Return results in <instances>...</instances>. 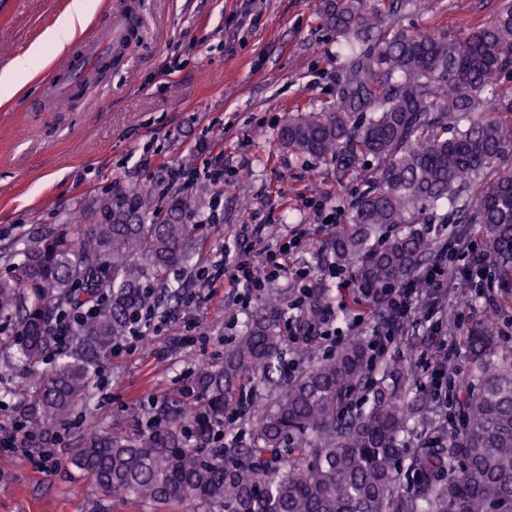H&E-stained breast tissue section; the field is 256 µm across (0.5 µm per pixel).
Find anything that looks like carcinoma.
Returning a JSON list of instances; mask_svg holds the SVG:
<instances>
[{"label":"carcinoma","mask_w":512,"mask_h":512,"mask_svg":"<svg viewBox=\"0 0 512 512\" xmlns=\"http://www.w3.org/2000/svg\"><path fill=\"white\" fill-rule=\"evenodd\" d=\"M325 23L346 41L336 100L318 111L296 108L278 130L300 156L351 174L378 160V174L336 226L329 254L351 269L346 304L381 307L390 289L426 283L419 269L437 248L422 225L452 218L479 224L488 263L512 287V94L495 79L512 72V0L463 38L447 32L406 33L369 0H323ZM466 113L465 128L449 123ZM448 202V212L437 214ZM145 190L94 201L74 223L77 240L51 229L22 245L0 247L17 274L0 277V320L11 332L0 350L16 349L28 372L19 418L52 439L71 415L90 405L85 360L107 357L140 310L149 287L180 296L171 270L208 246L189 196L165 212ZM91 308L61 341V310ZM282 316L262 308L195 373L157 424L134 433L94 430L71 459L107 498H132L143 512H512V350L479 331L466 336L469 375L453 393L448 436H429L407 450L402 435L434 403L411 400L401 386L411 359L368 370L364 337L289 374L283 362ZM265 403L254 404L258 390ZM362 390L370 405L350 411ZM247 418L249 442L217 448V427L233 411ZM416 479L403 493L402 471Z\"/></svg>","instance_id":"obj_1"}]
</instances>
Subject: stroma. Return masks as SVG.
Returning a JSON list of instances; mask_svg holds the SVG:
<instances>
[{"label":"stroma","instance_id":"1","mask_svg":"<svg viewBox=\"0 0 512 512\" xmlns=\"http://www.w3.org/2000/svg\"><path fill=\"white\" fill-rule=\"evenodd\" d=\"M133 2L139 42L119 69L85 87L79 97L55 92L54 80L94 29L106 26ZM72 0H0V72L17 58L34 57L15 94L0 100V245L25 241L55 228L75 235L72 212L119 190L148 189L160 207L187 195L202 212L209 247L196 265L215 259L224 245L248 237L256 251L278 250L301 234L290 270L270 282L262 297L294 300L293 268L309 266L321 278L320 260L334 232L325 212L350 204L376 176L368 157L348 176L334 165L284 148L278 129L299 104L318 109L336 98L346 55L327 27L322 0H94L84 30L63 48L45 37ZM502 0H428L406 5L396 23L407 31L466 35L492 20ZM224 156V180H209L215 153ZM194 172L192 188L169 183L172 168ZM186 301L169 302V315L144 347L107 359L92 411L73 425L61 464L40 472L34 459L0 451V512H140L131 499L110 500L66 461L93 428L133 432L131 407L149 396L175 398L182 371L217 360L250 322L261 299L242 309L233 290L180 275ZM500 287L476 298L458 282L430 292L438 330L415 328L389 350L408 354L418 381L444 355L442 344L485 322ZM25 373L9 352L0 353V420L13 418L25 397Z\"/></svg>","mask_w":512,"mask_h":512}]
</instances>
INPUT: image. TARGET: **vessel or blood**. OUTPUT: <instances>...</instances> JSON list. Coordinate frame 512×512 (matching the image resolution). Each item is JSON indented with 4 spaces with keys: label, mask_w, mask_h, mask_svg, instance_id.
<instances>
[{
    "label": "vessel or blood",
    "mask_w": 512,
    "mask_h": 512,
    "mask_svg": "<svg viewBox=\"0 0 512 512\" xmlns=\"http://www.w3.org/2000/svg\"><path fill=\"white\" fill-rule=\"evenodd\" d=\"M136 40L137 33L132 30L127 14H114L109 27L101 31L99 43H84L81 54L73 58L62 86L70 91L87 84L93 68L105 60H126Z\"/></svg>",
    "instance_id": "obj_1"
}]
</instances>
